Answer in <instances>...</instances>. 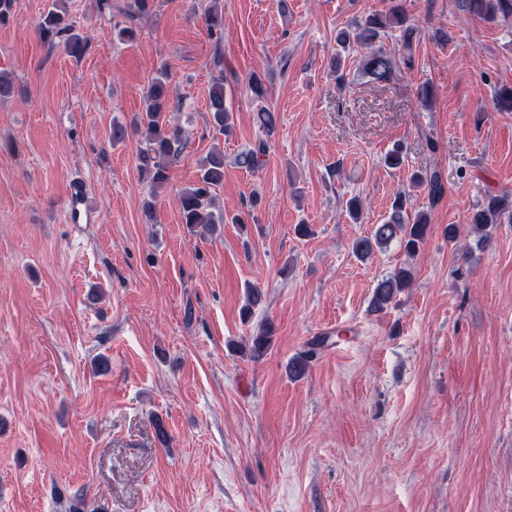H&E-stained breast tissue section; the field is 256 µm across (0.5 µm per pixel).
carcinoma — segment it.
<instances>
[{
	"mask_svg": "<svg viewBox=\"0 0 512 512\" xmlns=\"http://www.w3.org/2000/svg\"><path fill=\"white\" fill-rule=\"evenodd\" d=\"M465 10L484 20L507 19L512 16V0H464ZM151 10V0H133L125 13L126 24L116 27L117 37L122 41H132L137 36L139 21ZM208 35L214 42L213 63L223 68L221 46L224 43V11L212 8L205 15ZM395 25L401 28L403 47L410 48L416 37V27L409 23L403 6L393 5L386 13H371L353 29L341 31L337 42L344 46L354 42L366 49L360 59V70L377 83L391 80L395 68L394 57L375 43L387 34V28ZM36 34L40 41L50 46L61 41L68 54L81 57L86 50V41L73 32V25L68 22L66 12L54 5L44 13L36 25ZM144 106L133 120L134 130L143 137L144 147L139 152L140 168L154 184H164L168 180V167L178 156L182 136L178 128L170 123V100L168 74L156 72L151 79L143 97ZM208 111L210 120L219 133H224L229 125L231 115L226 106L224 76L212 81L208 92ZM265 138L254 147L241 152L237 164L253 171L263 165L261 157L267 154L269 142L277 129V116L266 107L257 112ZM224 182V153L216 150L207 157L200 177L195 184L184 188L179 197L182 223L192 234H213L217 225L224 223V215L212 211L211 191ZM415 183L428 189L429 204L435 205L444 194V185L439 171L433 170L426 176L418 175ZM409 197L404 192L395 195L389 218L374 227L371 235L358 238L353 243V252L361 259L369 257L376 248H382L391 241L399 240L408 254H415L424 242L429 228L428 212L420 211L414 215L407 211ZM512 221V201L504 196L490 195L471 213L470 230L479 238L487 237V229L492 224L501 223L502 219ZM413 280L411 268L399 267L388 277L380 280L374 289L372 307L379 311L391 305L396 297ZM329 337H317L310 342V349L302 352L289 364V373L295 377L305 374L309 359L314 350L324 346ZM273 342L272 327L265 325L256 334L249 337L250 357L258 360L270 349Z\"/></svg>",
	"mask_w": 512,
	"mask_h": 512,
	"instance_id": "obj_1",
	"label": "carcinoma"
}]
</instances>
